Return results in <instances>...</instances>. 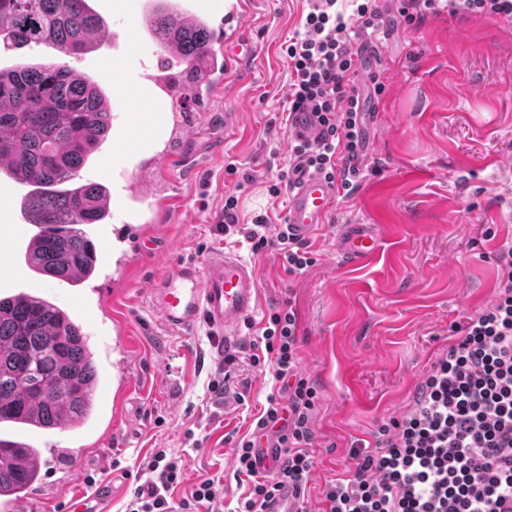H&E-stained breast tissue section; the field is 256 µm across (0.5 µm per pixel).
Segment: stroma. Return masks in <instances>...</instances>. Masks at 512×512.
<instances>
[{"instance_id": "35a3bbf8", "label": "stroma", "mask_w": 512, "mask_h": 512, "mask_svg": "<svg viewBox=\"0 0 512 512\" xmlns=\"http://www.w3.org/2000/svg\"><path fill=\"white\" fill-rule=\"evenodd\" d=\"M386 35L369 43L384 85L373 96L376 118L366 119L370 157L357 189L336 198L329 222L311 235L317 261L288 274L274 251L252 255L239 236L214 234L212 220L228 195L236 196L240 223L268 215L286 220V197L267 192L287 162L292 131L288 61L282 44L299 30L308 0H246L245 28L255 58L247 74L230 69L205 103L208 117L188 152L210 143L220 154L202 158L186 177L182 210L164 237L153 240L129 272L123 305L135 349L122 358L133 392L114 418L115 372L99 362L100 413L88 429L28 434L45 451L43 476L29 500L37 512H60L71 495L114 479L109 512H124L145 464L157 449L181 457L180 500L205 477H221L223 504L240 491L232 477L231 431L247 434L249 415L271 391V367L252 365L248 344L270 313L293 308L298 317L303 371L318 392L313 414L314 466L303 512H321L320 493L337 472L355 468L353 448L375 441L381 425L398 416L431 360L449 342L455 322L495 296L496 250L512 243V20L427 17L408 25L396 0H380ZM158 47L144 40L136 54L117 56L111 44L75 59V68L112 88V115L121 118L139 56ZM236 124L224 130V117ZM235 163L247 181L226 175ZM379 225L388 251L379 259L347 264L336 238L347 224ZM225 250L257 273L259 306L239 341L230 385L248 389L244 404L212 403L208 383L220 363L206 324L167 330L147 291L170 261H205Z\"/></svg>"}]
</instances>
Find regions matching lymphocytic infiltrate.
<instances>
[{
  "label": "lymphocytic infiltrate",
  "instance_id": "1",
  "mask_svg": "<svg viewBox=\"0 0 512 512\" xmlns=\"http://www.w3.org/2000/svg\"><path fill=\"white\" fill-rule=\"evenodd\" d=\"M319 0L301 31L282 46L288 61V110L316 119L315 139L292 138L288 171H319L337 191L351 196L353 161L366 145L363 82L374 93L384 85L365 73L356 41L383 31L377 0ZM481 15L512 18V0H401L407 24L427 16ZM238 199L224 201L218 232L237 235L252 254L274 250L288 274L316 262L309 240L289 224L257 215L240 223ZM498 289L486 307L451 328V340L425 371L399 417L382 425L369 450H356L354 470L337 473L326 484L324 512H505L512 503V247L498 251ZM298 321L294 310L269 315L250 341V361L268 359L278 389L252 419L250 438L234 447L233 476L243 489L235 512H266L283 485L305 493L313 462L312 414L317 389L300 368ZM269 438L277 452L264 466L258 448ZM145 485L137 486L125 512H200L219 497L220 484L207 478L180 501L171 490L184 480L179 456L157 451L147 464Z\"/></svg>",
  "mask_w": 512,
  "mask_h": 512
}]
</instances>
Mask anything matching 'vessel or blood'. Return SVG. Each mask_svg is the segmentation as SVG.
Segmentation results:
<instances>
[{
	"mask_svg": "<svg viewBox=\"0 0 512 512\" xmlns=\"http://www.w3.org/2000/svg\"><path fill=\"white\" fill-rule=\"evenodd\" d=\"M164 0H128L116 6L114 14L125 20L135 19L139 27H148L151 12ZM242 0H227L220 27L229 50L212 60L211 72L221 71L224 64L239 60L251 61L252 53L237 54V47L248 40L241 24ZM180 85L171 71L150 64L143 65L131 95L132 103H149L152 112L149 125L155 135L150 148H135L127 162H113L116 179L123 192L148 203L151 213H137L126 218L123 226L98 244V262L104 270L100 284L86 290L81 307L86 317H95L98 308L108 298L120 297V289L112 288L110 270L122 264L125 257L141 259L149 239L160 237L165 225L173 218V209L183 198L180 181L171 179L169 171L177 167L191 170L198 157L186 153L185 146L202 124L200 111L173 112L168 103ZM286 220L301 237H309L326 224L336 198V186L325 175L308 170L290 176ZM382 238L375 225L349 224L337 239L340 255L360 263L377 255ZM153 307L169 330L182 332L206 323L218 336V349L231 351L237 342L242 322L249 318L259 303V288L252 266L228 252H216L203 263H172L166 271L148 285ZM110 486H100L93 493H80L64 503L62 512H105L110 500Z\"/></svg>",
	"mask_w": 512,
	"mask_h": 512,
	"instance_id": "obj_1",
	"label": "vessel or blood"
}]
</instances>
